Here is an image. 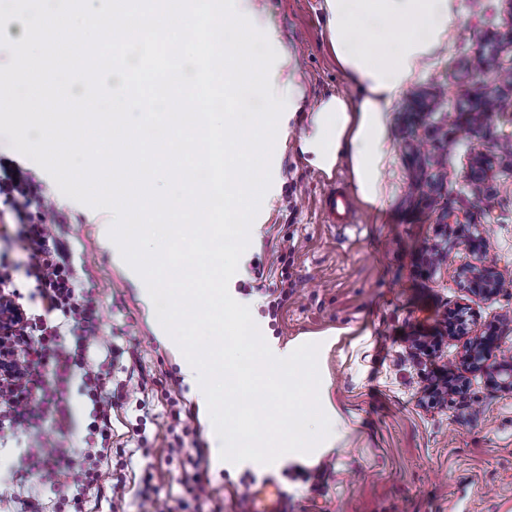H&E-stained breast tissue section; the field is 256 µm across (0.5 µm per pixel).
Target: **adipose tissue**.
Listing matches in <instances>:
<instances>
[{
    "label": "adipose tissue",
    "mask_w": 512,
    "mask_h": 512,
    "mask_svg": "<svg viewBox=\"0 0 512 512\" xmlns=\"http://www.w3.org/2000/svg\"><path fill=\"white\" fill-rule=\"evenodd\" d=\"M336 57L357 102L322 101L304 149L320 166L349 161L362 201L384 205L389 114L463 23V0H323Z\"/></svg>",
    "instance_id": "obj_1"
}]
</instances>
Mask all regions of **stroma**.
<instances>
[{
    "label": "stroma",
    "mask_w": 512,
    "mask_h": 512,
    "mask_svg": "<svg viewBox=\"0 0 512 512\" xmlns=\"http://www.w3.org/2000/svg\"><path fill=\"white\" fill-rule=\"evenodd\" d=\"M321 2L253 0L272 46L291 59L279 82L295 79L304 97L274 144L280 191L264 207L234 288L262 336L285 344L339 333L326 366L350 431L311 467L212 469L208 418L177 352L159 338L139 280L105 239L111 214L66 200L56 230L99 312L94 350L117 347L116 366L140 372L112 415L116 452L102 465L125 480L126 512H140L136 490L148 473L158 488L150 512H179L181 482L194 474L210 492L198 512H241L242 497L270 479L290 512H512V391L462 369L465 337L443 335L449 312L464 305L478 324L504 323L500 346L512 354V286L484 299L457 277L460 266L482 261L512 283V169L459 122L461 106L478 107L484 97L512 105V85L495 79L512 71V5L463 0L466 20L452 43L390 114L384 208L359 205V230L342 233L325 222L320 168L302 150L316 105L356 95L330 46ZM452 211L485 237L484 253L456 237ZM439 335L436 353L412 346ZM454 376L467 382L470 409L449 395L429 404L428 386ZM145 377L162 380L163 390L143 391ZM176 434L191 464L169 459Z\"/></svg>",
    "instance_id": "obj_1"
}]
</instances>
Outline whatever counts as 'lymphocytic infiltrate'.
Masks as SVG:
<instances>
[{"label": "lymphocytic infiltrate", "instance_id": "obj_1", "mask_svg": "<svg viewBox=\"0 0 512 512\" xmlns=\"http://www.w3.org/2000/svg\"><path fill=\"white\" fill-rule=\"evenodd\" d=\"M61 211L59 201L19 164L0 160V223L14 225L24 243L25 273L33 278L41 305L37 312L22 306L19 292L0 277V315L11 317L0 328V432L28 433L48 421L73 424L69 401L52 378L80 374L81 391L92 404L85 448H61L35 438L28 455L36 460L40 483L77 512L92 496L107 502L109 512H122L126 483L102 486L99 464L112 454V412L125 386L103 365L86 361L100 321L55 229Z\"/></svg>", "mask_w": 512, "mask_h": 512}]
</instances>
